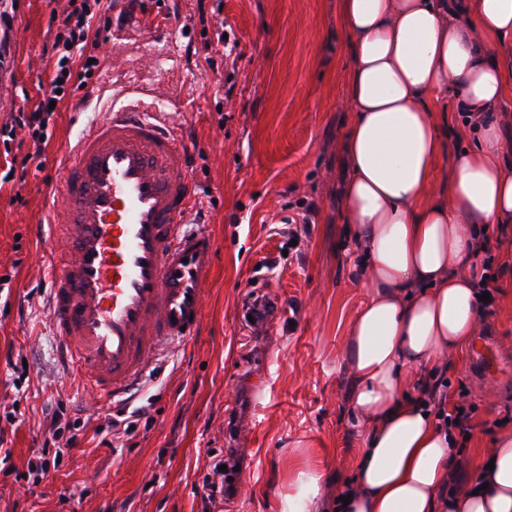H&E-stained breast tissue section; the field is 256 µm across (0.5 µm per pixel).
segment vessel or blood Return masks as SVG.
<instances>
[{"label":"vessel or blood","instance_id":"vessel-or-blood-1","mask_svg":"<svg viewBox=\"0 0 512 512\" xmlns=\"http://www.w3.org/2000/svg\"><path fill=\"white\" fill-rule=\"evenodd\" d=\"M144 45L170 36L159 14L140 22ZM100 111L64 151L36 225L48 251L50 330L83 388L120 401L160 358L191 341L217 245L194 214L202 202L172 111L136 88L105 85ZM484 371L500 368L478 338Z\"/></svg>","mask_w":512,"mask_h":512}]
</instances>
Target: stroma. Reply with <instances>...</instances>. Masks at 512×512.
Returning <instances> with one entry per match:
<instances>
[{
	"instance_id": "1",
	"label": "stroma",
	"mask_w": 512,
	"mask_h": 512,
	"mask_svg": "<svg viewBox=\"0 0 512 512\" xmlns=\"http://www.w3.org/2000/svg\"><path fill=\"white\" fill-rule=\"evenodd\" d=\"M9 55L0 68V125L32 107L55 69L48 48L53 16L70 0H14ZM338 0H142L144 13H168L180 28L168 64H151L138 40L89 41L99 61L81 91L104 73L116 86H142L187 101L179 122L190 134L192 174L203 192L200 213L218 246L204 294L200 331L148 381L136 409L113 411L81 388L55 356L49 331L46 248L35 236L47 187L82 118L63 102L48 128L40 167L24 182L0 183V415L14 411L0 445L11 473L0 471V512H282L300 472L320 474L327 508L352 478L360 451L348 399L344 354L350 320L366 290L355 274L359 252L339 219L346 173L339 146L345 112L346 37ZM230 25L241 55L224 56L217 35ZM235 85L225 95V82ZM313 222L288 243V227L307 206ZM489 253L503 274L488 333L512 354V232H491ZM262 298L277 311L271 333L243 316ZM27 363L19 382L8 363ZM478 404L479 426L463 456L477 472L500 431L512 432V382L474 376L468 357L448 367ZM262 405L248 416L252 395ZM80 418L84 440L38 484L21 478L54 440L46 417L58 406ZM503 420V428L493 420ZM234 454L236 491L209 500L206 482Z\"/></svg>"
}]
</instances>
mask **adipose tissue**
I'll return each instance as SVG.
<instances>
[{"label": "adipose tissue", "mask_w": 512, "mask_h": 512, "mask_svg": "<svg viewBox=\"0 0 512 512\" xmlns=\"http://www.w3.org/2000/svg\"><path fill=\"white\" fill-rule=\"evenodd\" d=\"M337 25L351 58L341 216L367 290L345 331L362 429L346 510L512 512V433L495 439L493 468L440 499L455 458L410 394L481 335L478 232L512 224V0H339ZM452 105L466 115L453 151L441 131Z\"/></svg>", "instance_id": "adipose-tissue-1"}]
</instances>
